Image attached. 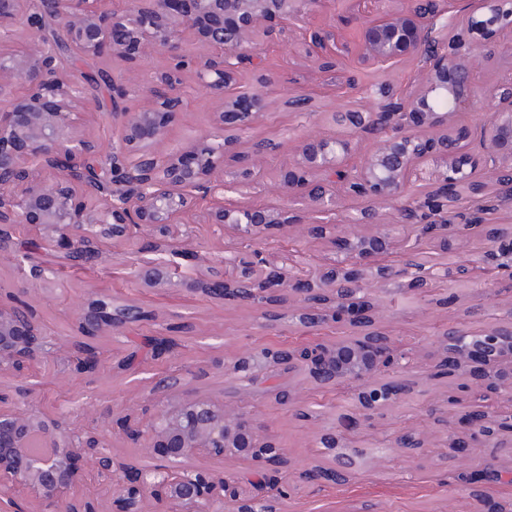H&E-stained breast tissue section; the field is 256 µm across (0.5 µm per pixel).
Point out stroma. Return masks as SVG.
<instances>
[{
  "mask_svg": "<svg viewBox=\"0 0 512 512\" xmlns=\"http://www.w3.org/2000/svg\"><path fill=\"white\" fill-rule=\"evenodd\" d=\"M266 62L260 70L246 71L240 86H255L257 76L271 83L273 96L267 112L250 130L242 133L236 146L239 153L252 152L255 144L271 140L280 143L285 129L295 135H341L331 119L339 108L363 101L372 84L389 82L404 88L417 75L413 61L399 62L387 72L362 65L357 53L343 59L335 75L315 70L298 52L272 42L266 45ZM167 64L165 54H153L136 65L112 59L110 55L80 58L66 63L71 78L104 70L117 83H126L136 75L146 81ZM306 94L321 105L318 118L306 119L288 109V97ZM189 106L169 130L172 148L190 144L201 133L212 130L218 110L216 99L193 89ZM112 89L101 86L95 102L80 111L76 132L84 139L111 147L121 136L120 124L111 116ZM281 163H289L290 150L277 153ZM147 239L141 238L119 247H107L94 265L74 268L62 262L57 252L47 248L36 232L24 233L14 253L0 255V289L27 300L38 321L54 336H74L78 329L73 320L75 306L99 294L137 302L149 313L147 320L125 331L120 337H101L97 344L104 352L135 354L131 369L114 368L102 362L94 371L79 373L66 361L39 363L30 384L33 397L41 406L70 410L74 421L117 420L130 416L147 422L154 414L163 392L158 387L161 375L187 374L194 390L221 393L230 384L222 363L247 348L274 347L285 343L318 339L332 341L335 327L305 329L295 320L266 326L259 309L242 302L215 300L184 288H145L133 276V267L145 257ZM38 258L45 269L43 280L34 281L28 269L20 268L24 255ZM398 285L383 294V310L376 326L388 335L430 347L438 333L449 325L500 324L512 320V290L485 288L469 284L451 304L440 306L423 297L398 304ZM164 334L175 344L173 355H156L150 341ZM415 392L405 402L388 407L383 419L375 424L378 442L356 477L344 484L313 483L301 485L288 501V512H512V485H496L483 480L484 469L512 464L507 452L494 448H470L465 453L449 455L445 445L447 421L456 419V409L441 404L437 396L447 388L446 381L431 377L430 360H421L411 374ZM274 383H292L299 390V406L288 408L256 396L250 409L273 441L288 451L289 467L296 470L310 463L327 464L328 458L316 442L324 430L337 427L349 395L327 392L323 405H316L319 390L303 376L288 377L275 373ZM309 411L311 419L301 418ZM411 427L426 431L422 450L406 455L391 448L394 432Z\"/></svg>",
  "mask_w": 512,
  "mask_h": 512,
  "instance_id": "35a3bbf8",
  "label": "stroma"
}]
</instances>
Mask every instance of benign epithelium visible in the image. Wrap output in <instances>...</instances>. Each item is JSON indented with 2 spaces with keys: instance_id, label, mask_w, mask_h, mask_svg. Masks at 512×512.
I'll return each instance as SVG.
<instances>
[{
  "instance_id": "benign-epithelium-1",
  "label": "benign epithelium",
  "mask_w": 512,
  "mask_h": 512,
  "mask_svg": "<svg viewBox=\"0 0 512 512\" xmlns=\"http://www.w3.org/2000/svg\"><path fill=\"white\" fill-rule=\"evenodd\" d=\"M326 0H127L121 11L112 0H0V25L22 22L30 42L20 53L0 52V255L12 251L23 228L42 240L65 245L63 259L80 249L96 257L101 245H118L139 236L155 251L170 247L172 228L193 236L207 224L214 237L226 229L236 237L209 277L175 278L164 261L136 270L146 288L187 287L212 298L231 300L250 289L256 303L277 300L284 291L297 297L293 315L308 323L322 317L338 328L355 330L330 343L244 349L227 364L237 401L207 393H187L175 378L163 385L164 399L146 423L94 422L78 427L70 414H49L25 400L0 393V506L12 512H285L282 495L235 473H218L199 460L243 458L284 463L286 449L274 445L248 409L260 379L270 370L304 373L318 385L350 387L358 414L341 416L339 428L322 432L318 447L335 460L330 468L302 471V482L347 480L366 451L348 442L345 431L370 427L389 405L409 391L386 376L409 372L419 362L415 346L371 329L372 293L386 288L391 273L382 257L397 246L405 252L430 242L448 253V225L461 222L450 198L461 193L479 209L492 204L499 176L512 175V0H480L482 9L462 4L456 14L440 0H380V17L362 23L361 62L380 70L414 59L417 78L405 90L382 83L370 92L368 107H345L331 119L346 130L343 138L288 135L295 144L294 167L274 172L277 205L224 206L227 193L248 196L260 187L269 156L246 160L233 151L235 138L224 135V114L238 130L251 129L268 109L266 91L248 88L236 95L240 74L262 63L263 38L289 41L285 24L299 21ZM506 33L487 43L490 27ZM61 32L72 54L137 60L165 52L170 64L145 87L147 104L131 112L112 103V120L122 137L106 157L112 180L89 170L84 160L102 151L96 142L74 134V116L90 106L89 85L64 72L65 58L53 40ZM198 34L211 53L182 50L187 33ZM300 52L321 70L336 69L333 27L310 35ZM506 63L490 87L476 74L491 56ZM220 100L216 131L187 147H167L169 126L183 111L186 79ZM485 119L474 127L473 152H460L454 132L457 115L475 106ZM372 145L364 161L347 164L353 147ZM236 163L226 175L227 161ZM481 166L488 181L472 179L467 167ZM371 197L379 207L347 224H372L375 232L338 234L331 217L341 195ZM306 213L310 233L338 246L335 262L319 270L271 263L264 250L266 230L290 229L293 211ZM482 258L468 260V275L496 270L512 261L499 238L485 243ZM145 311L109 295L75 309L88 340L75 341L79 369L98 365L91 340L121 334ZM432 356L448 376L479 374L483 392L509 409L488 413L473 404L462 409L461 430L448 432V449L460 453L476 441L484 448L512 447V327L450 328L434 337ZM65 343L47 334L20 300H0V377L18 376L36 359H53ZM146 454L160 448L163 460L150 467L120 463L112 455L113 424Z\"/></svg>"
}]
</instances>
